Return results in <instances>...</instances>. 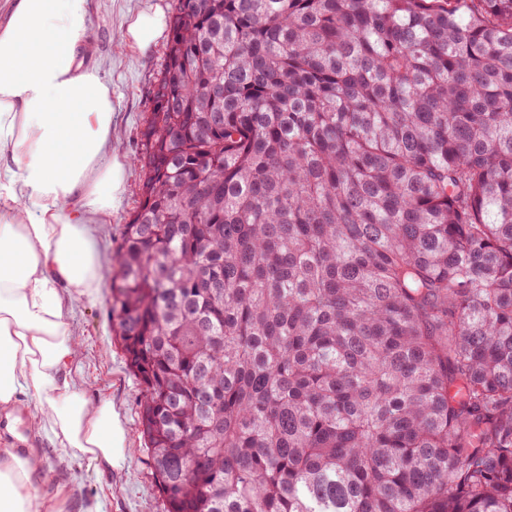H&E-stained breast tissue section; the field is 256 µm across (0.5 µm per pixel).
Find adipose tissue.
<instances>
[{
	"label": "adipose tissue",
	"mask_w": 512,
	"mask_h": 512,
	"mask_svg": "<svg viewBox=\"0 0 512 512\" xmlns=\"http://www.w3.org/2000/svg\"><path fill=\"white\" fill-rule=\"evenodd\" d=\"M89 20L90 0H0V413L72 459L111 463L126 451L118 413L68 378V314L110 276L88 226L111 217L125 168ZM165 27L159 10L130 16L119 48L146 52ZM43 472L40 450L0 435V512H62L61 492L33 490Z\"/></svg>",
	"instance_id": "ef3b65f1"
}]
</instances>
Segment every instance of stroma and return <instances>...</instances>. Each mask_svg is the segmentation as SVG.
Segmentation results:
<instances>
[{
	"label": "stroma",
	"mask_w": 512,
	"mask_h": 512,
	"mask_svg": "<svg viewBox=\"0 0 512 512\" xmlns=\"http://www.w3.org/2000/svg\"><path fill=\"white\" fill-rule=\"evenodd\" d=\"M172 5L173 0H91L88 40L95 59L112 82V139L131 159L124 175L123 193L111 218L94 227L100 259L110 268L116 265L122 227L141 201L143 173L133 159L141 147V133L164 73L169 38L161 36L143 53L120 54L114 45L121 38L128 16L156 7L168 15ZM68 325L80 345L72 378L89 399L112 402L125 429L127 452L114 465L95 469L61 460L57 449L42 443L49 480L35 482V489L46 484L63 488L66 512H87L95 503L100 504L102 512H164L139 432L141 387L112 330L107 291H100L95 303L76 307Z\"/></svg>",
	"instance_id": "stroma-1"
}]
</instances>
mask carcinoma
Masks as SVG:
<instances>
[{
	"mask_svg": "<svg viewBox=\"0 0 512 512\" xmlns=\"http://www.w3.org/2000/svg\"><path fill=\"white\" fill-rule=\"evenodd\" d=\"M174 0L111 315L167 512H512V0Z\"/></svg>",
	"mask_w": 512,
	"mask_h": 512,
	"instance_id": "carcinoma-1",
	"label": "carcinoma"
}]
</instances>
